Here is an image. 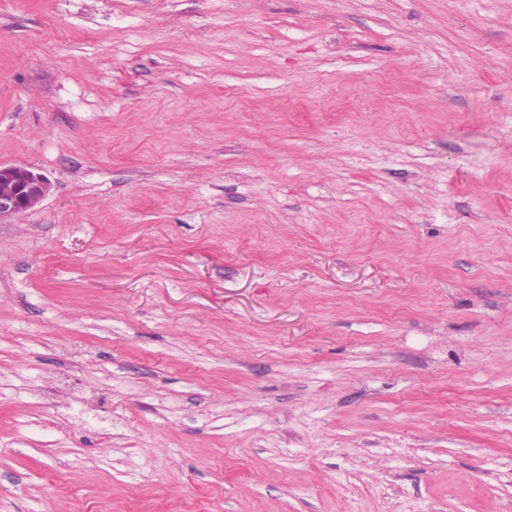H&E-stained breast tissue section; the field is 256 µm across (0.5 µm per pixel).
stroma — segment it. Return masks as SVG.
<instances>
[{
  "label": "stroma",
  "mask_w": 512,
  "mask_h": 512,
  "mask_svg": "<svg viewBox=\"0 0 512 512\" xmlns=\"http://www.w3.org/2000/svg\"><path fill=\"white\" fill-rule=\"evenodd\" d=\"M0 512H512V0H0ZM0 223L34 210L50 193L47 177L22 165H0Z\"/></svg>",
  "instance_id": "stroma-1"
}]
</instances>
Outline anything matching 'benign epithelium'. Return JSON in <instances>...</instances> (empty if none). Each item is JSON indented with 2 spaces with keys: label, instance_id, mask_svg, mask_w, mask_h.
<instances>
[{
  "label": "benign epithelium",
  "instance_id": "1",
  "mask_svg": "<svg viewBox=\"0 0 512 512\" xmlns=\"http://www.w3.org/2000/svg\"><path fill=\"white\" fill-rule=\"evenodd\" d=\"M47 177L22 165H0V222L35 209L50 193Z\"/></svg>",
  "mask_w": 512,
  "mask_h": 512
}]
</instances>
